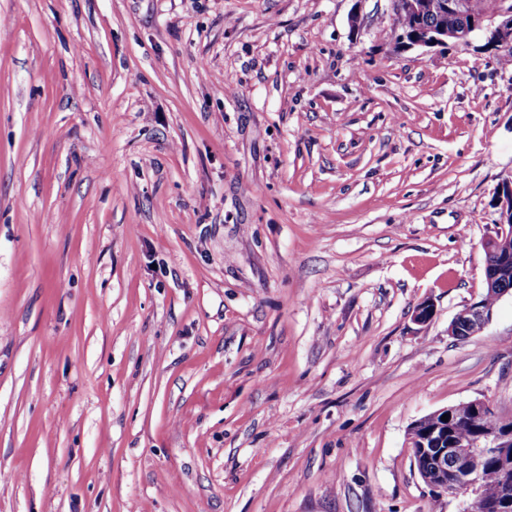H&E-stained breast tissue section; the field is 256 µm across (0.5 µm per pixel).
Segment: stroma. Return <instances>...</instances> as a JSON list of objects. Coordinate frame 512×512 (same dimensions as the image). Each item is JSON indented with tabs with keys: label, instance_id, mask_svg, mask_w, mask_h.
Listing matches in <instances>:
<instances>
[{
	"label": "stroma",
	"instance_id": "1",
	"mask_svg": "<svg viewBox=\"0 0 512 512\" xmlns=\"http://www.w3.org/2000/svg\"><path fill=\"white\" fill-rule=\"evenodd\" d=\"M393 18L0 0V512H468L408 431L512 418V67ZM496 204L498 218L495 220L496 231L483 240L482 247L485 251L492 253L496 252L499 256V269L497 270L493 258H490L487 253L485 256V293L480 300H484L489 305H495L496 299L490 294L493 291L497 294L496 289L490 288H510L512 289V275L508 278L498 276V271L501 273H508L511 267L512 273V248L511 239L509 242L510 249L507 245L506 237L508 236V226L512 225V174L501 179L497 187ZM511 252V257H510ZM509 290L501 291L497 294V302L508 294ZM479 300V301H480ZM493 306H485L484 302H473L464 307L448 326L449 336L458 337L465 331L467 333L482 331L493 314Z\"/></svg>",
	"mask_w": 512,
	"mask_h": 512
}]
</instances>
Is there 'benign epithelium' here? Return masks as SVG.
Listing matches in <instances>:
<instances>
[{
	"mask_svg": "<svg viewBox=\"0 0 512 512\" xmlns=\"http://www.w3.org/2000/svg\"><path fill=\"white\" fill-rule=\"evenodd\" d=\"M437 10L460 20L453 29L446 26L433 29L423 37L406 38L400 29L394 34L402 49L444 46L448 41L468 47L476 35L483 39L498 38L512 31V11L485 12L479 0H438ZM498 218L496 231L482 242L485 251L499 256V272L512 268V250L506 241L508 226L512 225V174L501 179L497 187ZM493 314V307L473 302L464 307L448 326V335L458 337L464 332L482 331ZM410 448L427 453L429 465L420 471L423 483L437 496L473 492L476 502L484 499L483 474L489 462H496L501 487L498 497L490 502L488 512H512V428H484L470 441L454 442L438 436V426L409 438Z\"/></svg>",
	"mask_w": 512,
	"mask_h": 512,
	"instance_id": "1",
	"label": "benign epithelium"
}]
</instances>
